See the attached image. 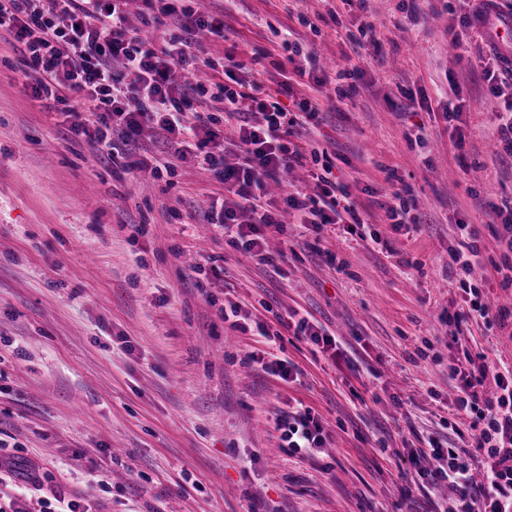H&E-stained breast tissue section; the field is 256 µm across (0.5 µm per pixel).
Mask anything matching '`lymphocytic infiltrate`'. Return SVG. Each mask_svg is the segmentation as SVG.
Here are the masks:
<instances>
[{"mask_svg":"<svg viewBox=\"0 0 512 512\" xmlns=\"http://www.w3.org/2000/svg\"><path fill=\"white\" fill-rule=\"evenodd\" d=\"M128 0H0V32L24 53V87L48 111L67 106L72 137L86 139L102 155L119 160L124 146L144 134L163 133L179 144V158H192L222 184L226 197L211 224L234 237L251 258L275 266L268 248L270 232H283L282 215L299 224H348L364 227L358 204L347 187L337 184L328 151L310 150L305 134L321 121L320 98L327 75L319 67L293 68L274 86L239 77L242 65L227 60L222 74L209 73L196 52L200 35L223 37L224 19L179 5L178 0H143L142 23L160 28L163 18L177 17L176 31L147 38L127 24ZM121 68H114V61ZM184 73L175 81L174 70ZM307 94L295 95V79ZM292 96L291 108L282 97ZM220 103L233 134L228 143L235 163L214 149L213 103ZM261 122H252V113ZM318 165L312 193H269V182L306 162ZM457 412L474 435V453L429 440L411 449L409 461L420 465L429 485L444 484L455 496V512H512V366L486 358L449 365ZM494 388H487V381ZM289 448L311 455L323 448L324 427L311 409L292 407L276 419ZM484 455L487 471L475 482L472 466Z\"/></svg>","mask_w":512,"mask_h":512,"instance_id":"lymphocytic-infiltrate-1","label":"lymphocytic infiltrate"}]
</instances>
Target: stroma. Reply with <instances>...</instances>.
I'll list each match as a JSON object with an SVG mask.
<instances>
[{
  "label": "stroma",
  "instance_id": "stroma-1",
  "mask_svg": "<svg viewBox=\"0 0 512 512\" xmlns=\"http://www.w3.org/2000/svg\"><path fill=\"white\" fill-rule=\"evenodd\" d=\"M401 2H195L224 16L202 58L241 60L243 78L280 80L286 40L326 64L314 139L337 153V178L383 239L289 224L271 238L274 269L208 224L224 195L209 171L149 135L128 159H165L158 176L113 167L25 95L23 56L0 40V439L20 444L37 477L6 486L29 512L58 490L94 512H450L452 494L416 481L408 454L439 435L472 448L456 430L449 364L467 352L512 364V285L495 272L512 255L486 215L512 200V158L497 146L512 82L493 92L484 81V27L448 33L476 0H422L416 21ZM363 22L378 40L352 48ZM351 64L364 77L342 100L337 73ZM453 90L466 104L460 152L439 107ZM404 187L423 220L409 237L385 222ZM460 222L479 230L468 279L504 312L491 325L461 319L465 294L447 275ZM230 300L246 331L221 318ZM295 311L335 334V354L279 324ZM262 349L299 366L300 382L246 364ZM295 401L323 419L319 454L294 453L275 428Z\"/></svg>",
  "mask_w": 512,
  "mask_h": 512
}]
</instances>
